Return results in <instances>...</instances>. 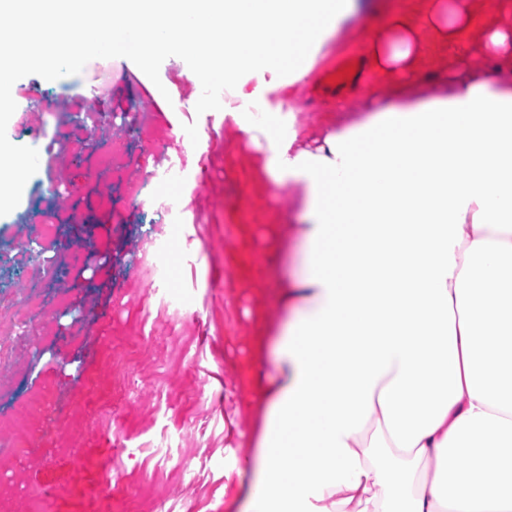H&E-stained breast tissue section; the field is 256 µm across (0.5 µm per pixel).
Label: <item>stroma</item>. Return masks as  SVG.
<instances>
[{"label":"stroma","instance_id":"35a3bbf8","mask_svg":"<svg viewBox=\"0 0 512 512\" xmlns=\"http://www.w3.org/2000/svg\"><path fill=\"white\" fill-rule=\"evenodd\" d=\"M422 7L357 0L316 60L318 84L292 91L295 127L318 135L329 114L352 117L368 95H390L393 82L362 66L356 32ZM424 40L429 80L416 93L446 94L451 51L433 31ZM344 59L361 67L356 87L322 82ZM121 62L86 56L73 79L59 63H27L10 83L0 140L14 153L0 165L32 151L39 163L0 206V288L30 290L10 266L20 241H36L63 275L42 291L52 311L41 338L0 363V419L40 446L24 464L0 459V512H34L46 485L56 491L48 512H225L247 480L255 384L274 372L255 357L256 331L259 320L280 321L288 275L273 232L295 223L301 191L274 184L225 115L238 104L233 89L221 108L201 98L188 55L161 53L133 79ZM106 142L123 150L124 178L99 164L95 148ZM129 180L142 186L140 203L125 194ZM156 225L168 233L148 273L143 239ZM54 409L65 422L48 419Z\"/></svg>","mask_w":512,"mask_h":512}]
</instances>
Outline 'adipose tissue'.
Returning a JSON list of instances; mask_svg holds the SVG:
<instances>
[{
    "label": "adipose tissue",
    "instance_id": "ef3b65f1",
    "mask_svg": "<svg viewBox=\"0 0 512 512\" xmlns=\"http://www.w3.org/2000/svg\"><path fill=\"white\" fill-rule=\"evenodd\" d=\"M0 0L18 20L60 13L82 49L191 53L247 103L310 81L355 0ZM360 27L392 97L329 121L315 147L296 129L233 119L264 173L303 191L284 229L285 319L263 331L276 377L258 381L248 486L235 512H512V0L459 47L472 0H426ZM231 26L223 54L194 40ZM454 47L448 93L422 82L420 26ZM491 58L484 70L469 55ZM287 79H279L280 70ZM257 80L246 90L243 74ZM291 456L293 469L281 460ZM434 463L433 472L423 471Z\"/></svg>",
    "mask_w": 512,
    "mask_h": 512
}]
</instances>
